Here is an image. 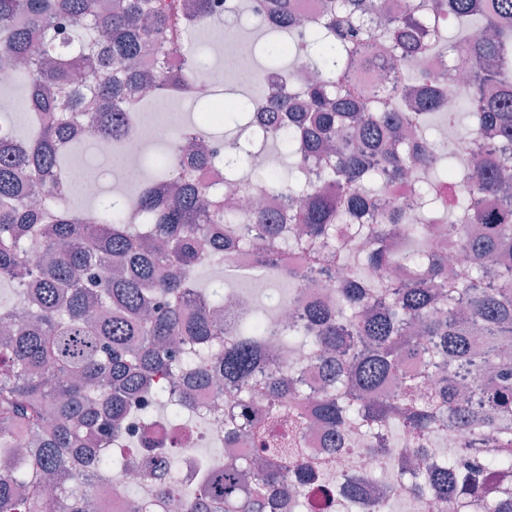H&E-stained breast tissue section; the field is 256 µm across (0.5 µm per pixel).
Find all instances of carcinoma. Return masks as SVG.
<instances>
[{
    "instance_id": "carcinoma-1",
    "label": "carcinoma",
    "mask_w": 512,
    "mask_h": 512,
    "mask_svg": "<svg viewBox=\"0 0 512 512\" xmlns=\"http://www.w3.org/2000/svg\"><path fill=\"white\" fill-rule=\"evenodd\" d=\"M269 30L272 59L308 57L319 78L305 105L288 113V183L282 215L237 211L168 157L124 224L104 196L77 205L58 192L65 154L78 132L113 138L153 99L131 90L164 83L188 97L203 74L195 28L211 0H0V71L25 91L38 129L0 130V283L18 301L0 307V448L24 434L30 447L0 459V512H92L84 488L102 471L166 465L157 448L135 463L103 444L126 446L125 428L150 415L143 398L166 405L163 378L195 390L224 377L238 406L224 413V440H251L253 454L207 468L185 512H302L313 493L336 496L342 512H387L389 499L364 489L379 482L356 469L328 481L303 445L316 423L334 436L326 461L352 452V432L380 454L405 489L450 512H512V0H403L386 24L367 21L374 0H324L320 19L296 26L277 0ZM455 29L453 37L448 29ZM451 54L476 67L444 112L441 80H428L418 56ZM183 57L170 70L166 59ZM491 130L495 151L470 169L467 142L442 151L459 167L430 179L438 115L453 128ZM224 123L212 105L182 131L190 157L205 152L208 127ZM418 181L420 222L405 250L391 249L401 208L380 211L389 182ZM471 224L482 226L472 238ZM440 230L461 259L430 253ZM279 251L299 266L288 281L338 269L336 304H313L301 324L272 340L261 315L224 330V298L199 288L196 271L224 266L226 246ZM307 348L323 384L309 390L298 370L273 369L270 345ZM263 399L264 416L250 401ZM288 415V434L269 425ZM450 428L464 442L432 455ZM499 480L487 497L488 480Z\"/></svg>"
}]
</instances>
